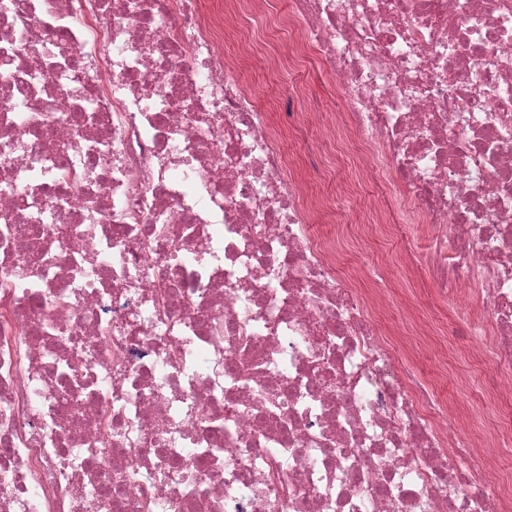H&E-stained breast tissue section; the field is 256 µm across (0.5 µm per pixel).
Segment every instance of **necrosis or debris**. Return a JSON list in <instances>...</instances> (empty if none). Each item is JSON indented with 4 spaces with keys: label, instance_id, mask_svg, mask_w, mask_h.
I'll return each mask as SVG.
<instances>
[{
    "label": "necrosis or debris",
    "instance_id": "1",
    "mask_svg": "<svg viewBox=\"0 0 512 512\" xmlns=\"http://www.w3.org/2000/svg\"><path fill=\"white\" fill-rule=\"evenodd\" d=\"M282 3L490 327L498 418L322 245L239 0H0V512H512V0Z\"/></svg>",
    "mask_w": 512,
    "mask_h": 512
}]
</instances>
